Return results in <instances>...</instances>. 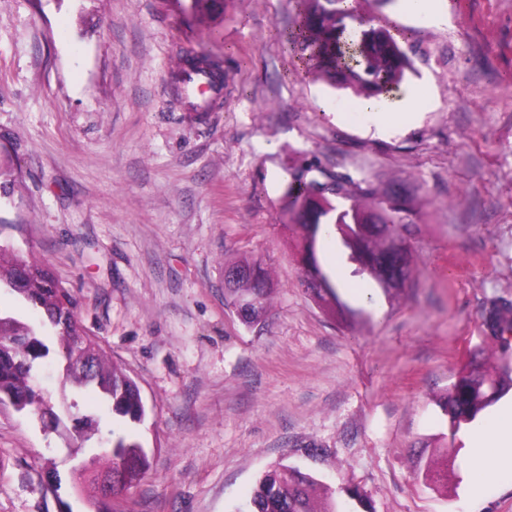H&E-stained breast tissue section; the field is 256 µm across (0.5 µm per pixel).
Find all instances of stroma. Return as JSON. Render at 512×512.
<instances>
[{
    "instance_id": "35a3bbf8",
    "label": "stroma",
    "mask_w": 512,
    "mask_h": 512,
    "mask_svg": "<svg viewBox=\"0 0 512 512\" xmlns=\"http://www.w3.org/2000/svg\"><path fill=\"white\" fill-rule=\"evenodd\" d=\"M443 23L403 0L363 10L399 32L429 106L409 129L337 120L347 98L299 69L284 35L300 0H0V245L45 264L78 297V318L140 388L136 429L153 450L116 512H239L281 465L316 477L342 512H512V474L470 496L468 450L439 401L472 360L502 349L482 326L512 301V0H437ZM194 56L224 85L203 113L174 91ZM319 168L398 191L409 278L343 322L302 284L300 231L284 194ZM261 263L272 288L263 330L224 296V270ZM60 421L0 410V512H90L72 480L78 438L64 405L124 432L102 400L75 396L59 368L34 375ZM448 449V483L419 459ZM62 478L45 481L47 460Z\"/></svg>"
}]
</instances>
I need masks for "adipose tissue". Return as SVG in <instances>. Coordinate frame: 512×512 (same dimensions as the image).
Masks as SVG:
<instances>
[{"mask_svg":"<svg viewBox=\"0 0 512 512\" xmlns=\"http://www.w3.org/2000/svg\"><path fill=\"white\" fill-rule=\"evenodd\" d=\"M425 105L426 99L420 94L395 101L387 98L353 100L337 103L336 116L347 120L360 113L372 114L382 129L398 131L409 127L416 111ZM464 435L471 450L473 470L480 471L493 465L512 472V403L504 405L496 416L466 425Z\"/></svg>","mask_w":512,"mask_h":512,"instance_id":"adipose-tissue-1","label":"adipose tissue"}]
</instances>
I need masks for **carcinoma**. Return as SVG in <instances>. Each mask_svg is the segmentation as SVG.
<instances>
[{
    "instance_id": "carcinoma-1",
    "label": "carcinoma",
    "mask_w": 512,
    "mask_h": 512,
    "mask_svg": "<svg viewBox=\"0 0 512 512\" xmlns=\"http://www.w3.org/2000/svg\"><path fill=\"white\" fill-rule=\"evenodd\" d=\"M303 9L296 28L287 42L297 61L315 78L358 96L379 99L401 89L406 74L412 71L408 54L386 25L363 13L347 0H301ZM376 196L370 186L352 187L327 174L322 177L304 171L294 176L285 191L286 206L292 223L302 231V252L312 258V273L321 276L325 287L311 288L310 294L330 313L347 320L349 309L341 300L337 286L321 270L316 244L322 226L333 224L348 250V259L357 264L353 274H368L385 292L390 286L375 268L387 261L389 238L385 225L401 223L402 209L382 199L372 205L365 198ZM256 271L252 284L227 286L225 291L233 308L249 306L243 323L250 328L265 325L267 300L271 292L265 272L247 258L237 263ZM13 292L26 306L40 311V326L49 329L58 347L50 349L45 336L35 327L13 316L0 315V397L24 402L30 411L47 407L45 397L31 384L40 360L55 354L63 361L84 336L94 354L91 378L66 375L75 390L97 389L107 400L113 415L132 424L141 423L146 407L136 382L123 371L108 364L105 352L86 332L77 317V303L70 291L54 279L50 270L19 252L0 247V288ZM491 335L504 339L502 331L512 329V302L495 304L485 317ZM512 389V362L504 360L494 368L479 364L460 372L441 402L448 419V430L456 436ZM105 453L108 470L123 477L122 486L139 482L151 467V455L132 434L110 440ZM318 482L296 467L282 465L264 474L257 482L249 512H338L329 494H316Z\"/></svg>"
}]
</instances>
